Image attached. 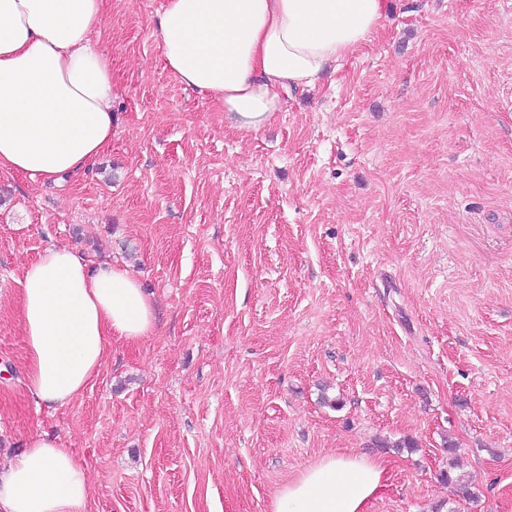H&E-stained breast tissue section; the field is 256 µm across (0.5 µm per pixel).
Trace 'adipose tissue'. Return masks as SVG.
Returning a JSON list of instances; mask_svg holds the SVG:
<instances>
[{"instance_id":"1","label":"adipose tissue","mask_w":512,"mask_h":512,"mask_svg":"<svg viewBox=\"0 0 512 512\" xmlns=\"http://www.w3.org/2000/svg\"><path fill=\"white\" fill-rule=\"evenodd\" d=\"M385 19L386 0H166L156 36L182 84L256 131ZM101 23V0H0V172L58 180L110 143L112 64L91 39ZM20 285L26 388L41 405L71 404L113 341H140L158 324L138 279L89 268L70 249L45 248ZM386 472L379 456L327 455L277 490L272 512H366ZM90 499L87 471L48 434L0 468V512H91Z\"/></svg>"}]
</instances>
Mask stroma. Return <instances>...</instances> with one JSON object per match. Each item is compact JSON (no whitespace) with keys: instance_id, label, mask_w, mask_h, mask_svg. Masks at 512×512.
<instances>
[{"instance_id":"stroma-1","label":"stroma","mask_w":512,"mask_h":512,"mask_svg":"<svg viewBox=\"0 0 512 512\" xmlns=\"http://www.w3.org/2000/svg\"><path fill=\"white\" fill-rule=\"evenodd\" d=\"M388 3L245 132L166 69L165 0H102L111 143L55 183L0 172V466L45 433L92 512H269L351 450L388 463L367 512H512V0ZM50 246L124 267L159 312L57 409L26 389L19 312Z\"/></svg>"}]
</instances>
